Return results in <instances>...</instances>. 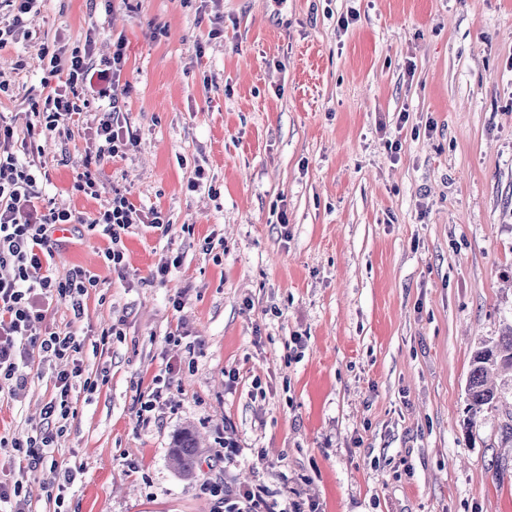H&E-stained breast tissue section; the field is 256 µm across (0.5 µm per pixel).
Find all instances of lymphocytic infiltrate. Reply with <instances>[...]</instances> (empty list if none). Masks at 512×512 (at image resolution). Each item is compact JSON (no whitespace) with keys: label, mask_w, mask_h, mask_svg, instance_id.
<instances>
[{"label":"lymphocytic infiltrate","mask_w":512,"mask_h":512,"mask_svg":"<svg viewBox=\"0 0 512 512\" xmlns=\"http://www.w3.org/2000/svg\"><path fill=\"white\" fill-rule=\"evenodd\" d=\"M124 41H117L112 59L103 68H95L90 55L62 53L42 47L40 66L56 75L66 73L63 87L47 94L36 121L27 123L28 135H53L68 132L74 115L79 114L78 94L107 102L106 111L95 117L98 147L77 188L86 194L96 192L95 167L108 159L123 157L137 145L138 138L120 120L119 75L125 63ZM14 128L0 119V377L13 381L16 391L27 387V370L32 357L53 363L72 359L80 343L73 332H40L52 305H65L74 318H81L89 289L98 287V275L80 266L72 267L64 277L50 273V262L58 243L57 233L73 224H88L110 240L103 254L105 266L124 272L125 254L119 246L122 231L131 225L148 223L165 227L161 211L141 213L120 190L94 218L76 211L39 206L37 181L39 167L35 161H21L13 145ZM82 376L81 365L57 372L55 392L44 404L42 428L33 429L26 438L0 437V447L13 451V476L0 481V504L9 512H30L25 485L37 473L49 474L53 483L65 487L74 479L73 472L59 464L54 448L62 437L71 414L72 380Z\"/></svg>","instance_id":"1"}]
</instances>
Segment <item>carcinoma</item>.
Returning a JSON list of instances; mask_svg holds the SVG:
<instances>
[{"label": "carcinoma", "instance_id": "cac0c4a2", "mask_svg": "<svg viewBox=\"0 0 512 512\" xmlns=\"http://www.w3.org/2000/svg\"><path fill=\"white\" fill-rule=\"evenodd\" d=\"M504 371L512 372V327L499 337L497 343L483 345L474 353L466 384L470 426L477 424L484 411L497 407L502 389L493 385L491 379ZM199 449V435L192 429L181 432L174 442L171 463L187 479L193 475Z\"/></svg>", "mask_w": 512, "mask_h": 512}]
</instances>
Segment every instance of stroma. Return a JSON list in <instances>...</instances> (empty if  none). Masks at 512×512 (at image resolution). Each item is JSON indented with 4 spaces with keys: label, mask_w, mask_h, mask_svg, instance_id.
Masks as SVG:
<instances>
[{
    "label": "stroma",
    "mask_w": 512,
    "mask_h": 512,
    "mask_svg": "<svg viewBox=\"0 0 512 512\" xmlns=\"http://www.w3.org/2000/svg\"><path fill=\"white\" fill-rule=\"evenodd\" d=\"M23 21L0 51L16 140L60 83L42 44L99 65L120 38L138 136L98 196L75 190L88 101L40 142L45 206L92 217L118 189L169 223L122 232L121 275L87 225L55 251V276L100 278L81 319L55 304L43 323L104 379L74 384L54 451L66 512H224L216 484L290 512H512V395L471 428L465 393L512 324V0H39ZM53 372L33 362L18 398L0 379V435L39 427ZM187 426L189 481L168 458Z\"/></svg>",
    "instance_id": "stroma-1"
}]
</instances>
